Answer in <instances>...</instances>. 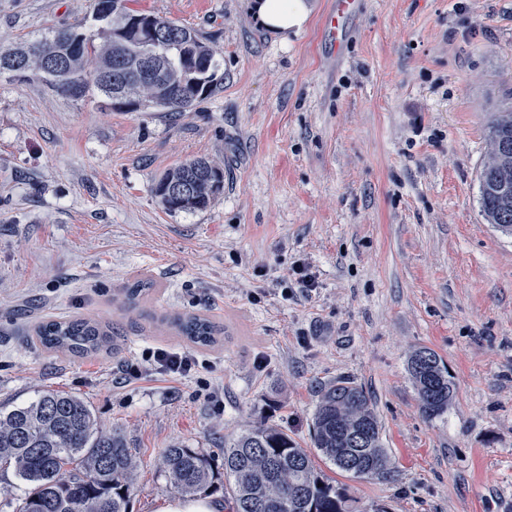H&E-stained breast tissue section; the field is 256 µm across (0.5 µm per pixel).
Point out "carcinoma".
Wrapping results in <instances>:
<instances>
[{
  "mask_svg": "<svg viewBox=\"0 0 512 512\" xmlns=\"http://www.w3.org/2000/svg\"><path fill=\"white\" fill-rule=\"evenodd\" d=\"M130 0H96V19L105 23L98 39L58 28L23 45L0 51V73H31L56 91L80 98L95 87L106 97L134 102L152 112H185L224 82L220 63L198 33L169 19L129 7ZM138 19L140 31L122 30L118 17ZM489 161L479 173L480 207L489 224L512 234V109L498 112L488 127ZM188 187L179 197L168 188ZM224 191V168L194 159L165 172L155 196L168 212L207 208ZM156 284L136 278L123 291L122 306L135 309ZM177 336L208 347L224 333L196 314L161 317ZM44 349L77 357L109 348L108 326L86 318L51 319L34 325ZM434 366L417 369L421 354ZM422 413L433 418L448 410L453 386L441 358L430 348L409 360ZM314 447L341 473L388 480L392 468L381 426L363 388L340 379L326 385L316 405ZM163 467L170 485L196 499L214 488L211 457L198 448L165 449ZM139 466L136 453L117 431L98 426L81 397L45 390L12 409L0 407V467L24 486L18 512H127ZM224 480L231 483L233 512H349V499L314 472L311 458L288 433L275 426L252 428L224 443Z\"/></svg>",
  "mask_w": 512,
  "mask_h": 512,
  "instance_id": "obj_1",
  "label": "carcinoma"
}]
</instances>
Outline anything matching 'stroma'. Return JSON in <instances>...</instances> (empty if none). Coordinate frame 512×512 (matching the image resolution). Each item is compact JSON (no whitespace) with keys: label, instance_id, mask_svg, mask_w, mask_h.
Listing matches in <instances>:
<instances>
[{"label":"stroma","instance_id":"35a3bbf8","mask_svg":"<svg viewBox=\"0 0 512 512\" xmlns=\"http://www.w3.org/2000/svg\"><path fill=\"white\" fill-rule=\"evenodd\" d=\"M250 2L135 0L220 63L223 87L187 112L0 74V407L47 389L87 401L140 458L129 512L175 497L166 448L211 454L220 476L225 440L260 425L284 429L353 512H512V235L484 221L478 182L488 124L512 106V0H361L338 54L330 0L284 38ZM94 7L0 0V49L92 34ZM195 158L223 167V195L167 212L155 181ZM138 275L156 288L128 313ZM175 313L224 334L188 376L119 382L186 348L158 324ZM41 317L109 324L119 349L59 357L32 340ZM424 347L454 386L432 419L408 371ZM340 378L369 394L393 480L342 476L314 447L317 391Z\"/></svg>","mask_w":512,"mask_h":512}]
</instances>
